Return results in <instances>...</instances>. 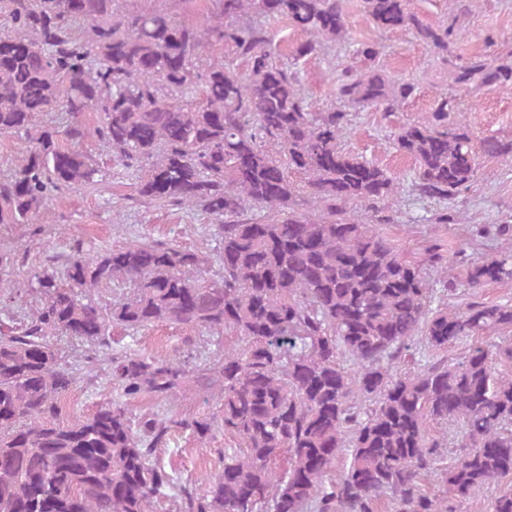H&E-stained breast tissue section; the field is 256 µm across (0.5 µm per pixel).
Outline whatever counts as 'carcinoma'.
I'll list each match as a JSON object with an SVG mask.
<instances>
[{
  "instance_id": "obj_1",
  "label": "carcinoma",
  "mask_w": 512,
  "mask_h": 512,
  "mask_svg": "<svg viewBox=\"0 0 512 512\" xmlns=\"http://www.w3.org/2000/svg\"><path fill=\"white\" fill-rule=\"evenodd\" d=\"M196 2L0 0V134L26 143L0 179V225L36 235L59 195L103 181L84 149L92 136L138 197L192 214L219 267L205 277L197 253L141 237L93 254L77 243L30 272L24 293L36 305L16 320L10 276L25 257L0 250V512H153L173 487L156 452L174 428L201 445L222 428L235 443L203 490L178 489L180 512H461L512 474V378L494 370L512 363V342L473 345L457 363L443 351L512 331V304L450 310L457 283L438 273L457 265L475 290L512 280V251L475 258L435 238L412 265L387 236L397 178L344 139L359 113L387 119L415 85L376 67L333 69L336 104L321 110L299 68L325 42L351 40L347 0H211L210 16L187 25L179 15ZM360 7L439 55L473 0H450L451 22L436 28L409 0ZM273 20L307 38L282 50ZM452 83L512 87V55L475 54ZM56 111L62 130L41 121ZM457 111L445 93L388 131L415 161L409 195L435 204L436 224L453 223L448 201L484 159L512 161V137H478ZM353 205L371 211L368 221ZM491 235L512 237V224L476 228ZM122 287L129 293L99 301ZM159 323L237 342L195 373L166 358L112 357L125 401L62 418L77 377L59 342L101 352L112 327L134 334ZM188 392L222 398V418L135 419L128 408ZM448 421L465 451L431 496L422 482L445 437L430 423Z\"/></svg>"
}]
</instances>
